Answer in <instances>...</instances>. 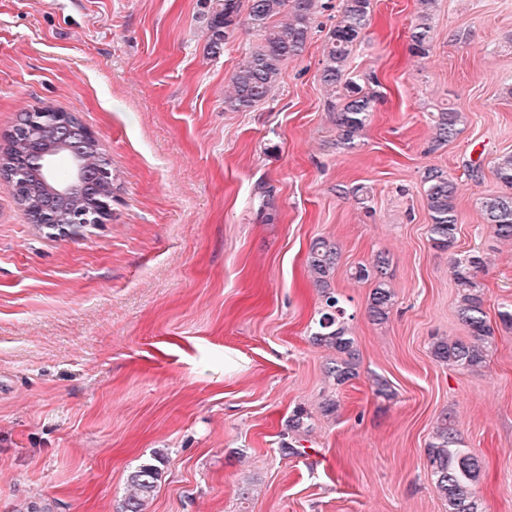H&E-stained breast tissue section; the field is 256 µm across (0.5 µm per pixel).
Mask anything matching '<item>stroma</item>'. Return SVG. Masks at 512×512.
Masks as SVG:
<instances>
[{"label":"stroma","mask_w":512,"mask_h":512,"mask_svg":"<svg viewBox=\"0 0 512 512\" xmlns=\"http://www.w3.org/2000/svg\"><path fill=\"white\" fill-rule=\"evenodd\" d=\"M328 3L272 97L231 112L224 92L257 38L238 29L207 56L204 0H0V144L21 112H71L114 179L110 219L70 237L31 224L0 180V512H122L129 474L158 456L147 512H446L427 454L443 418L484 461L481 512H512V330L497 317L512 241L477 206L512 153V0H438L423 58L408 50L417 0H372L351 68L377 74L381 99L352 150L318 79ZM442 105L465 120L440 145ZM432 166L458 186L446 251L428 238ZM318 237L340 250L330 284L360 354L338 387L333 352L311 341ZM381 251L395 297L378 324L350 269ZM469 252L487 260L494 343L486 366L458 370L431 344L468 335L451 262ZM299 406L306 452L286 456Z\"/></svg>","instance_id":"stroma-1"}]
</instances>
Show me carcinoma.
I'll list each match as a JSON object with an SVG mask.
<instances>
[{
  "mask_svg": "<svg viewBox=\"0 0 512 512\" xmlns=\"http://www.w3.org/2000/svg\"><path fill=\"white\" fill-rule=\"evenodd\" d=\"M418 13L409 29V49L425 57L432 48L431 25L436 0H417ZM209 8V27L212 31L207 44L211 55L220 53L235 30L243 25L258 36V43L248 49L234 69L231 91L224 96V106L235 112H248L267 101L275 91L283 66L304 52L318 15L327 8L323 0H206ZM371 22V0H341L336 24L326 34L322 68L318 75L323 87L342 101L336 112L337 144L353 148L369 125L371 114L380 99L377 77L369 74L352 75L350 58L354 46L361 42ZM464 116L452 107H442L434 115L435 141L442 145L460 133ZM48 151L52 156H66L71 169L97 177L90 190L76 189L65 197L54 194L60 183L54 170L31 168L28 176H20L15 190L18 203L30 220L52 221V212L67 217L76 224H91L98 210L96 200L102 190L104 171L110 161L100 145H86L74 154L54 134L34 136L16 126L9 134L4 155L14 162L29 160L34 148ZM496 176L505 187L498 195L479 198L478 209L485 223L491 225L503 240H512V155L498 159ZM424 195L429 217V241L432 247L448 250L455 244L460 221L456 199L458 187L448 172L438 168L426 169ZM340 260L336 243L324 237L314 239L308 250L307 268L316 287L321 289L324 306L311 339L314 344L334 353L326 369L332 385L341 386L358 376L360 357L354 339L344 326L345 310L341 297L330 288V279ZM390 259L387 253H377L369 264H360L351 271L358 282L373 285L368 298L367 315L375 322L389 318L394 294L387 275ZM485 270L484 260L475 254L453 259L452 277L458 294L457 314L468 328V337L436 339L431 345L434 359L459 370H473L486 364L493 344V329L488 324L484 293L478 281ZM310 431L308 415L299 407L288 418L287 434L294 442L282 444L288 455L301 456L306 448L297 446L300 438ZM428 454L433 468L435 489L445 502L447 512H478L474 492L479 479L481 460L460 447L455 431L443 417L437 426ZM161 475L155 464H143L127 479L124 512H146Z\"/></svg>",
  "mask_w": 512,
  "mask_h": 512,
  "instance_id": "cac0c4a2",
  "label": "carcinoma"
}]
</instances>
